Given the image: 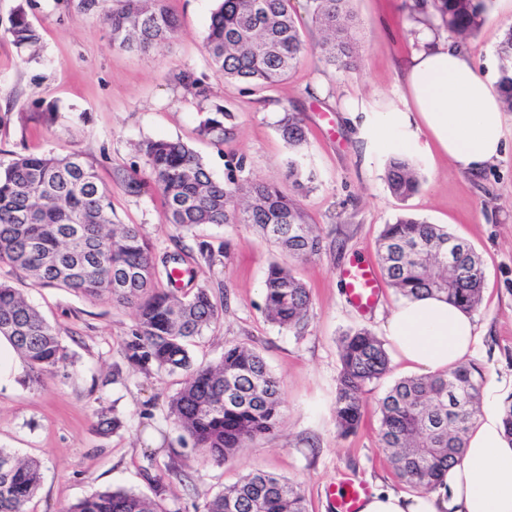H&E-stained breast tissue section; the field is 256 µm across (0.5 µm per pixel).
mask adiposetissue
Segmentation results:
<instances>
[{"label":"adipose tissue","instance_id":"obj_1","mask_svg":"<svg viewBox=\"0 0 512 512\" xmlns=\"http://www.w3.org/2000/svg\"><path fill=\"white\" fill-rule=\"evenodd\" d=\"M419 41L404 75L410 106L380 113L370 132L385 142L401 135L408 146L478 173L505 151L500 94L460 48L434 44L427 31ZM387 336L399 359L420 374L465 362L478 346L470 313L436 297L398 305ZM361 512H512V445L503 436L498 406L484 407L445 486L427 493L375 492Z\"/></svg>","mask_w":512,"mask_h":512}]
</instances>
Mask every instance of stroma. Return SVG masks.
I'll return each mask as SVG.
<instances>
[{
    "label": "stroma",
    "instance_id": "1",
    "mask_svg": "<svg viewBox=\"0 0 512 512\" xmlns=\"http://www.w3.org/2000/svg\"><path fill=\"white\" fill-rule=\"evenodd\" d=\"M20 5L40 34L33 55L19 52L5 32ZM113 6V0H100L83 12L71 0H0V157L82 154L111 187L119 222L142 225L156 254L197 238L225 244L222 257L195 266L196 284L222 291L226 308L216 328L190 350L196 362L213 363L227 345L256 347L282 382L284 412L274 437L221 465L205 459L165 420L180 376L146 375L125 361L133 306L38 286L1 267L0 280L19 288L41 311L69 355L64 367L35 382L25 360L10 345L0 346V356L11 362L0 373V447L42 463V483L28 512H61L96 490L148 495L155 478L168 487L167 512H200L207 496L256 470L299 483L310 512H329L326 489L344 473L373 490L402 491L381 449L376 406L389 386L408 376L405 363L391 359L388 375L365 394L364 417L354 434L339 435L333 415L339 337L354 327L385 337L386 321L400 298L383 285L376 307L359 312L347 303L339 272L357 258L376 260L381 230L399 213L447 226L483 261V299L473 313L479 345L471 361L496 399L512 394V112L503 116L504 153L477 175L442 157L370 139L369 122L388 107L402 106L407 97L403 78L418 25L405 0H351L359 53L355 70L334 71L310 51L286 81L262 91L225 81L211 66L203 36L215 0H166L180 34L147 54L113 45L104 21ZM511 25L512 0H493L484 25L462 45L489 82L497 80L496 51ZM182 70L203 79L208 100L175 82ZM218 105L224 108L223 139L199 136L200 121ZM49 107L56 121L47 126L40 114ZM286 112L300 113L304 120L307 142L297 152L277 130ZM147 139L188 144L216 181H269L300 199L324 245L312 261L295 267L311 293L302 333L277 327L262 314L266 271L279 254L253 228L204 225L195 237L181 239L164 223L163 200L154 188L139 196L126 193L115 174L133 167L148 179L138 151ZM295 154L313 175L302 189L288 177ZM395 154L411 157L423 176L420 191L403 202L383 179ZM116 364L123 376L112 384L108 377ZM104 407L125 416L126 426L103 431L99 411Z\"/></svg>",
    "mask_w": 512,
    "mask_h": 512
}]
</instances>
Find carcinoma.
Wrapping results in <instances>:
<instances>
[{
  "instance_id": "obj_1",
  "label": "carcinoma",
  "mask_w": 512,
  "mask_h": 512,
  "mask_svg": "<svg viewBox=\"0 0 512 512\" xmlns=\"http://www.w3.org/2000/svg\"><path fill=\"white\" fill-rule=\"evenodd\" d=\"M105 14L113 43L148 51L176 38L180 27L165 0H116ZM204 46L211 64L227 81L265 89L286 79L313 48L337 71L357 66L353 54L349 0H308L323 37L309 46L292 0H217ZM491 0H413V20L465 39L483 26ZM12 44L30 50L39 34L23 6L7 29ZM497 90L503 111L512 112V27L497 49ZM178 85L207 97L203 81L175 74ZM224 108L202 122L203 137L224 133ZM288 145L306 143L303 119L285 113L277 123ZM154 188L164 199L163 220L180 235L205 224H246L260 239L305 263L321 251L300 201L264 181L224 184L214 180L202 159L179 141L149 140L141 147ZM127 193L140 195L147 183L118 173ZM384 178L401 200L419 191L421 180L406 158L389 159ZM211 262L224 255L200 240L161 259L167 282L192 252ZM379 261L390 286L406 300L443 297L472 312L481 302L484 276L471 245L447 227L400 214L384 225ZM0 265L20 270L41 286L65 288L90 297L133 305L136 322L125 341V357L145 372L182 373L184 385L169 401L166 419L193 447L218 463L260 439L274 436L282 417L281 382L254 348L232 344L216 365L193 361L189 342L220 321L224 300L206 286L157 289L154 248L139 224H120L111 190L92 163L78 153L15 154L0 158ZM311 299L291 268L273 261L264 282L263 312L273 324L301 332ZM0 337L26 361L33 380L67 361L55 328L23 294L0 281ZM341 363L333 412L342 434L354 431L363 415L365 388L390 371L385 343L367 328H350L339 338ZM482 375L472 365H454L428 376L394 382L378 400L380 441L399 481L428 492L443 484L481 417ZM41 482L36 459H20L0 448V512H27ZM165 486L154 495L126 489L95 491L67 512H168ZM203 512H307L301 487L268 473H248L206 499Z\"/></svg>"
}]
</instances>
